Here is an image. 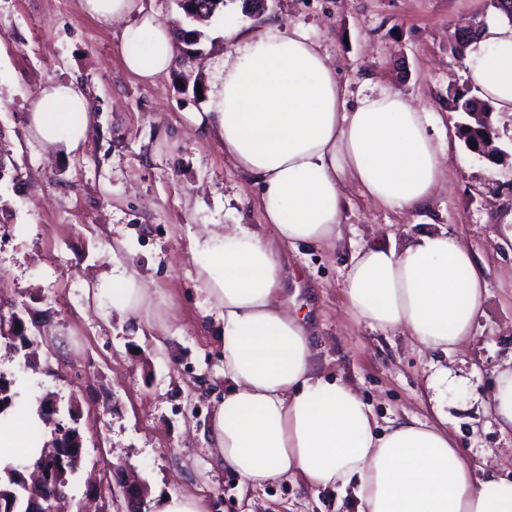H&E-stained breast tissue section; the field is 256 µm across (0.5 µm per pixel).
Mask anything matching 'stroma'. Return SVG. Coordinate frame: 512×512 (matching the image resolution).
<instances>
[{
  "label": "stroma",
  "instance_id": "stroma-1",
  "mask_svg": "<svg viewBox=\"0 0 512 512\" xmlns=\"http://www.w3.org/2000/svg\"><path fill=\"white\" fill-rule=\"evenodd\" d=\"M229 13L246 30L277 22L307 32L351 95L372 80L439 115L433 136L446 146V175L427 207L394 213L346 186L336 239L279 247L282 300L310 331L318 369L350 382L379 426L434 421L437 371L461 380L463 392L448 401V431L471 464L511 480L512 434L500 431L489 401L498 370L512 360V165L470 153L451 102L468 86L454 33L491 19L489 0H270L259 15L246 13L243 0H224L195 55L175 59L153 84L126 70L120 24L92 18L81 0H0V316L37 325L29 333L34 367L0 338V376L20 400H51L56 422L69 424L68 407L78 409L85 451L65 512H76L91 478L107 488L105 512H127L114 463L147 483L144 512L173 491L200 499L205 512H356L341 491L292 477L251 486L215 459L222 321L197 286L194 242L215 224L263 222L260 187L187 118L220 87ZM62 80L93 112L74 156L45 154L26 119L36 92ZM419 223L459 237L487 284L471 336L446 355L345 309L351 254L401 244ZM130 266L155 304L146 320L113 311L111 297H87L102 273Z\"/></svg>",
  "mask_w": 512,
  "mask_h": 512
}]
</instances>
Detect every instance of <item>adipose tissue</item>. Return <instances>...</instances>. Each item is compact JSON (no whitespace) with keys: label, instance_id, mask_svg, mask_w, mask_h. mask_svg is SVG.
<instances>
[{"label":"adipose tissue","instance_id":"adipose-tissue-1","mask_svg":"<svg viewBox=\"0 0 512 512\" xmlns=\"http://www.w3.org/2000/svg\"><path fill=\"white\" fill-rule=\"evenodd\" d=\"M81 6L104 23H122L120 53L138 79L152 83L170 70L173 35L153 17L131 21L136 0ZM224 36L230 61L221 89L212 111L191 122L261 186L265 222L258 230L210 231L194 247L204 258L202 288L223 319L224 397L211 428L219 459L255 486L291 476L351 490L357 512H512V480L491 470L475 475L446 428L414 417L379 427L352 385L316 369L303 321L279 303L275 245L333 240L347 183L393 212L429 201L445 176L431 115L385 86L349 104L302 31L228 24ZM466 68L478 97L512 114V24L489 20L466 49ZM27 122L45 153L69 154L86 144L92 114L73 83L54 81L35 95ZM95 293L111 295L124 315L147 316L153 304L133 268L101 276ZM483 295L473 252L435 229L398 246L359 248L345 278L349 315L442 353L469 339Z\"/></svg>","mask_w":512,"mask_h":512}]
</instances>
